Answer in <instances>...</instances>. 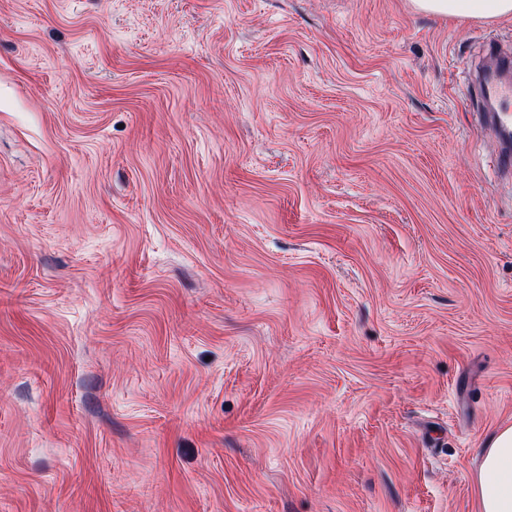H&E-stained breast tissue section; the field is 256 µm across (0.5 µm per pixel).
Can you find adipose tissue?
<instances>
[{
    "label": "adipose tissue",
    "mask_w": 512,
    "mask_h": 512,
    "mask_svg": "<svg viewBox=\"0 0 512 512\" xmlns=\"http://www.w3.org/2000/svg\"><path fill=\"white\" fill-rule=\"evenodd\" d=\"M415 9L452 19L492 22L512 17V0H412ZM477 512H512V424L485 441L475 477Z\"/></svg>",
    "instance_id": "1"
}]
</instances>
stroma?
I'll return each instance as SVG.
<instances>
[{"label":"stroma","instance_id":"35a3bbf8","mask_svg":"<svg viewBox=\"0 0 512 512\" xmlns=\"http://www.w3.org/2000/svg\"><path fill=\"white\" fill-rule=\"evenodd\" d=\"M491 39L411 0H0V512H477Z\"/></svg>","mask_w":512,"mask_h":512}]
</instances>
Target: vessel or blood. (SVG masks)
<instances>
[{
    "mask_svg": "<svg viewBox=\"0 0 512 512\" xmlns=\"http://www.w3.org/2000/svg\"><path fill=\"white\" fill-rule=\"evenodd\" d=\"M493 58L490 71L481 75L474 87L493 108L477 115L479 124L493 133L499 143L496 167L504 176L512 177V54L501 53L495 42H488Z\"/></svg>",
    "mask_w": 512,
    "mask_h": 512,
    "instance_id": "vessel-or-blood-1",
    "label": "vessel or blood"
}]
</instances>
